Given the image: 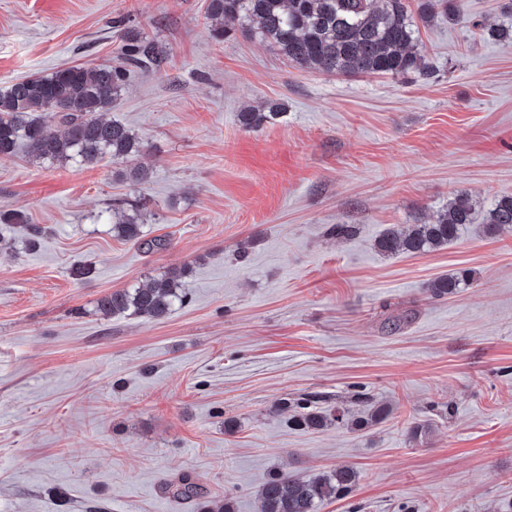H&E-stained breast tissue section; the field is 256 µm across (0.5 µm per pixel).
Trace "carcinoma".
<instances>
[{"mask_svg": "<svg viewBox=\"0 0 512 512\" xmlns=\"http://www.w3.org/2000/svg\"><path fill=\"white\" fill-rule=\"evenodd\" d=\"M438 13L461 14L456 0H420L419 19L427 21ZM207 19L213 37L221 42L227 23L238 26L249 37L277 47L290 62L324 74L355 76L369 73L406 74L427 77L429 67L417 51L418 27L408 14L404 0H207ZM124 65H72L44 75H32L0 87V158L14 156L26 148L37 164L67 166L95 165L105 158L123 165L118 176L133 184L150 181L152 171L133 160L144 142L128 125L106 120L102 113L112 110L126 86L127 64L141 66L160 62L157 44L128 30L121 47ZM50 111L58 127L40 120ZM284 113L281 103L239 113L246 130L258 129ZM474 205L465 192L455 193L432 224H410L390 228L377 240L378 251L386 255L417 254L458 239L474 223ZM1 224L26 225L29 246L40 245L44 228L30 224L21 213L0 214ZM139 206L112 208L115 237L142 243L147 250L163 247L157 240H143ZM512 227V196L497 199L488 211L481 232L493 238ZM186 271L172 269L145 285L113 291L97 302V312L106 318L130 312L160 320L185 302L183 278ZM465 270L439 277L429 284L432 297L457 293L469 285ZM291 422L306 430H319L332 422L354 429L362 420L344 408L327 413L311 400L291 416ZM358 473L349 467L310 478L276 474L260 489L262 512H319L321 504L350 492ZM177 499H196L199 488L190 476L168 485Z\"/></svg>", "mask_w": 512, "mask_h": 512, "instance_id": "1", "label": "carcinoma"}]
</instances>
